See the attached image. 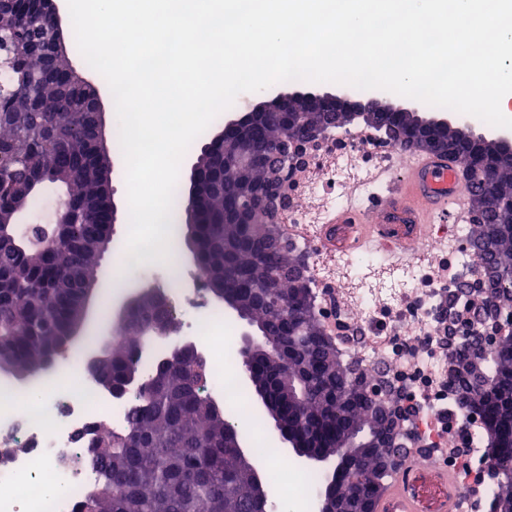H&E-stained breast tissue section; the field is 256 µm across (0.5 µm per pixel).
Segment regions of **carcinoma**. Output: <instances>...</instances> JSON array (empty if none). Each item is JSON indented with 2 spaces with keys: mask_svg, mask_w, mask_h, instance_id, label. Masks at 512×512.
<instances>
[{
  "mask_svg": "<svg viewBox=\"0 0 512 512\" xmlns=\"http://www.w3.org/2000/svg\"><path fill=\"white\" fill-rule=\"evenodd\" d=\"M51 32L33 0L0 6V99L9 102L13 87L22 85L34 104L33 111L13 112L0 122V372L16 377L38 374L50 348L69 339L86 287L100 286L97 249L112 248V201L103 182L110 161L99 150L92 90L71 75L67 52L51 64L36 51L14 54V37L40 44ZM298 117L318 119L321 113L249 117L255 153L274 155L283 174L291 163L278 151L281 129ZM356 119L396 140L398 129H409L403 141L409 147L422 137L446 145L448 154L463 157L477 173L470 209L482 226L476 241L487 273L485 313L455 337L449 372L461 408L480 406L486 428L512 433V326L487 325L500 307L512 306V158L455 129L422 130L412 112H360ZM239 181L224 173L221 161L206 162L203 219L195 235L200 274L207 285L234 291L260 341L279 348L263 368L276 400L288 396L290 383L301 388V405L283 401L289 424L320 449L335 444L337 431L347 425L370 432L361 456L338 460L340 484H329L320 472L315 476L341 503L357 496L365 512H373L375 488L386 489L406 461L409 410L394 390L370 394L357 361L340 352L331 361L311 279L293 272L306 266L305 256L280 227L279 238L266 234L281 186L264 184L249 206L252 223H224V213L238 208ZM48 186L65 188L74 206L62 245L54 224L30 231L15 223L18 214L39 206ZM156 320L161 328L174 324L146 299L118 327L120 339L98 337L112 386H125L134 372L140 391L133 394L124 430L102 434L88 427L82 434L100 481L80 496L76 512H265L251 497L253 471L235 448V423L206 393L207 367L181 362L144 372V326ZM501 451L498 469L491 471L497 494L490 512H512V436Z\"/></svg>",
  "mask_w": 512,
  "mask_h": 512,
  "instance_id": "obj_1",
  "label": "carcinoma"
}]
</instances>
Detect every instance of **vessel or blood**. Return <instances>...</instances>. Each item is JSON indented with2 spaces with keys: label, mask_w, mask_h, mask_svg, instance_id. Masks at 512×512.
Returning <instances> with one entry per match:
<instances>
[{
  "label": "vessel or blood",
  "mask_w": 512,
  "mask_h": 512,
  "mask_svg": "<svg viewBox=\"0 0 512 512\" xmlns=\"http://www.w3.org/2000/svg\"><path fill=\"white\" fill-rule=\"evenodd\" d=\"M370 181L376 193H367L362 186L351 188L344 207L327 214V251L336 249L337 230L352 227L357 248L387 252L427 225L447 222L467 210L469 183L459 164L423 150L409 156L404 170L380 168L371 173ZM414 474V465H407L377 501L375 512H424ZM454 484L452 474L439 477L433 512H454Z\"/></svg>",
  "instance_id": "obj_1"
}]
</instances>
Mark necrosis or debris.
<instances>
[{
    "label": "necrosis or debris",
    "instance_id": "1",
    "mask_svg": "<svg viewBox=\"0 0 512 512\" xmlns=\"http://www.w3.org/2000/svg\"><path fill=\"white\" fill-rule=\"evenodd\" d=\"M408 156L403 144L371 129L333 131L308 144L304 164L289 169L288 205L280 221L306 257L327 335L342 352L361 360L371 389L390 381L414 407L416 441L407 449L409 456L426 476L444 468L456 471V512H489L496 486L488 479L490 454L482 443L485 416L479 409L459 411L448 374V338L471 326L485 300L472 224L429 226L426 235L404 244L406 259L392 260L390 279L379 284L366 281L378 260L363 251H337L344 278L320 271L319 227L327 211L343 205L353 185L367 183L372 169L401 168ZM161 284L175 307L180 334L191 337L206 357L210 394L231 404L245 433L263 443L281 501L302 497L315 508L317 483L311 473L274 448L243 398L231 362L219 357L235 327L216 323L204 283L181 265L166 267ZM79 360L70 356L69 383L50 388L39 403H22L19 389L0 383V455L8 457L0 467V512H74L76 497L97 479L78 431L89 424L104 433L126 427V401L86 378ZM50 483L64 487L65 496L44 498L42 489Z\"/></svg>",
    "mask_w": 512,
    "mask_h": 512
}]
</instances>
